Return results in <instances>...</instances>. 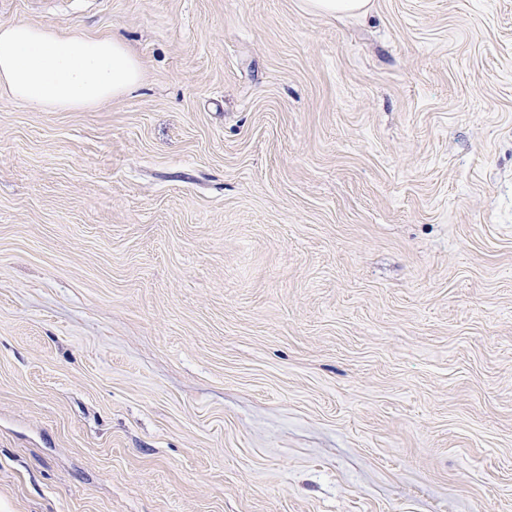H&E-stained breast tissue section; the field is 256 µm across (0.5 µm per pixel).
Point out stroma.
I'll use <instances>...</instances> for the list:
<instances>
[{
    "instance_id": "stroma-1",
    "label": "stroma",
    "mask_w": 512,
    "mask_h": 512,
    "mask_svg": "<svg viewBox=\"0 0 512 512\" xmlns=\"http://www.w3.org/2000/svg\"><path fill=\"white\" fill-rule=\"evenodd\" d=\"M138 87L0 96V512H512V0H0ZM305 6L317 13L366 16L371 10V0H305Z\"/></svg>"
}]
</instances>
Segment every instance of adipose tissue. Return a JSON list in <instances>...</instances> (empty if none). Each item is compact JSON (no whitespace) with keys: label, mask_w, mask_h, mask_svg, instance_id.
Wrapping results in <instances>:
<instances>
[{"label":"adipose tissue","mask_w":512,"mask_h":512,"mask_svg":"<svg viewBox=\"0 0 512 512\" xmlns=\"http://www.w3.org/2000/svg\"><path fill=\"white\" fill-rule=\"evenodd\" d=\"M141 79L137 56L106 36L23 21L0 24V93L46 111H77L127 94Z\"/></svg>","instance_id":"adipose-tissue-1"}]
</instances>
